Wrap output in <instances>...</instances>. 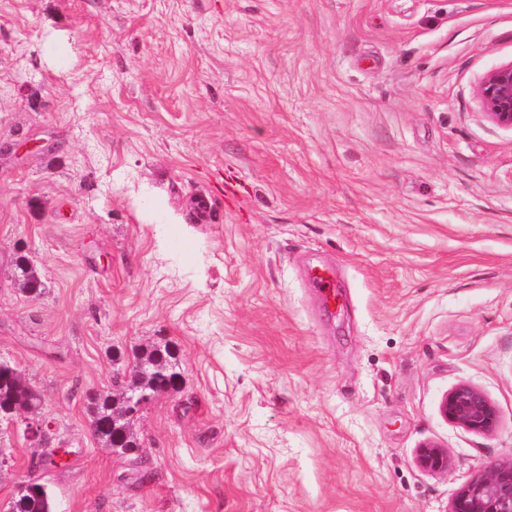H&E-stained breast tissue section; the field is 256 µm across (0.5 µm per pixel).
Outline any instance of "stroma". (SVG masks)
<instances>
[{
    "instance_id": "35a3bbf8",
    "label": "stroma",
    "mask_w": 512,
    "mask_h": 512,
    "mask_svg": "<svg viewBox=\"0 0 512 512\" xmlns=\"http://www.w3.org/2000/svg\"><path fill=\"white\" fill-rule=\"evenodd\" d=\"M508 64L512 0H0V359L70 452L57 512H448L512 457ZM165 343L183 385L111 452L85 396ZM462 383L491 433L441 416ZM0 450L6 505L37 450ZM479 95L491 120L512 130V64L498 67L483 79ZM311 279L315 287L322 293L326 307L336 306V284L333 274L324 268L314 269ZM417 463L422 469L431 472H448L451 466L448 451L432 443L420 447Z\"/></svg>"
}]
</instances>
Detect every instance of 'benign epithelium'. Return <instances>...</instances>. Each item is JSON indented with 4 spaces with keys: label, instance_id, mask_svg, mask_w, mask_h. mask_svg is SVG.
I'll return each instance as SVG.
<instances>
[{
    "label": "benign epithelium",
    "instance_id": "7a95c632",
    "mask_svg": "<svg viewBox=\"0 0 512 512\" xmlns=\"http://www.w3.org/2000/svg\"><path fill=\"white\" fill-rule=\"evenodd\" d=\"M479 95L491 120L512 130V64L498 67L483 79ZM440 414L452 423L477 434H488L497 426L495 405L478 388L460 384L446 393L439 405ZM24 427L26 437L42 457L61 453L50 448L51 425L37 416L12 418ZM418 465L431 472H446L451 466L448 451L435 444L420 447ZM448 512H512V458L500 460L471 475L452 498Z\"/></svg>",
    "mask_w": 512,
    "mask_h": 512
}]
</instances>
